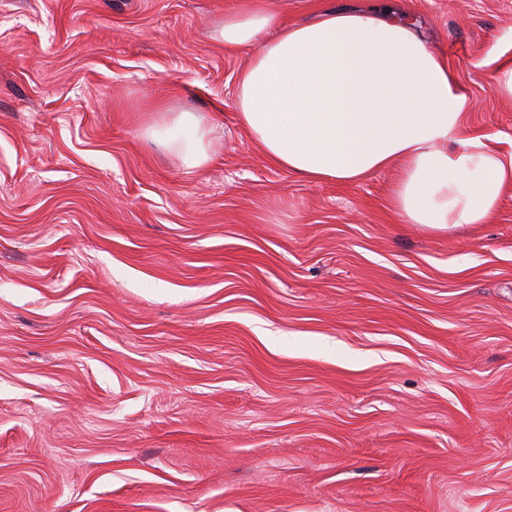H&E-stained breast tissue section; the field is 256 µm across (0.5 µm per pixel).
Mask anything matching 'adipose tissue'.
<instances>
[{
	"instance_id": "1",
	"label": "adipose tissue",
	"mask_w": 512,
	"mask_h": 512,
	"mask_svg": "<svg viewBox=\"0 0 512 512\" xmlns=\"http://www.w3.org/2000/svg\"><path fill=\"white\" fill-rule=\"evenodd\" d=\"M213 37L252 52L237 121L278 168L318 184L398 168L402 222L432 230L485 223L512 183V157L467 131V98L447 57L390 5L322 6L301 21L231 11ZM144 133L191 171L207 163L216 124L167 112Z\"/></svg>"
}]
</instances>
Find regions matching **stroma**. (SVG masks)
I'll return each mask as SVG.
<instances>
[{
  "label": "stroma",
  "instance_id": "stroma-1",
  "mask_svg": "<svg viewBox=\"0 0 512 512\" xmlns=\"http://www.w3.org/2000/svg\"><path fill=\"white\" fill-rule=\"evenodd\" d=\"M0 0V512H512V185L402 223L398 172L312 184L235 116L261 5ZM512 153V0H396ZM224 132L188 171L159 111Z\"/></svg>",
  "mask_w": 512,
  "mask_h": 512
}]
</instances>
